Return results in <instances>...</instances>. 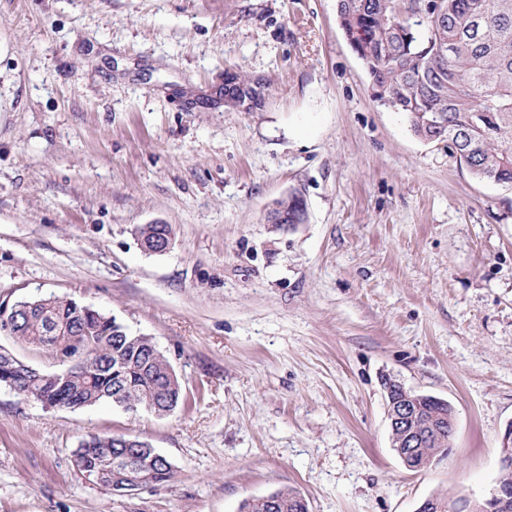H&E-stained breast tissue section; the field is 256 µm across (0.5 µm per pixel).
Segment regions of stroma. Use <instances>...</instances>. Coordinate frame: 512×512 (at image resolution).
<instances>
[{
	"label": "stroma",
	"mask_w": 512,
	"mask_h": 512,
	"mask_svg": "<svg viewBox=\"0 0 512 512\" xmlns=\"http://www.w3.org/2000/svg\"><path fill=\"white\" fill-rule=\"evenodd\" d=\"M247 75L264 102L224 106ZM300 195L304 224L267 221ZM173 244L145 253L143 224ZM54 295L152 337L160 416L0 388V512H416L487 497L512 422V188L381 106L336 0H0V302ZM448 400L446 456L391 447L384 378ZM91 435L173 479L86 480ZM277 203L286 209L290 215H294L297 212L296 199L294 194H291L285 198H282L277 201ZM277 203H274L272 208L267 213V221L271 224H279L283 226L285 229H293L296 224H299L297 220L294 221L295 224H288V215L285 213L283 208H281ZM147 447L143 448L142 441L137 439L132 441L123 436L92 435L82 440L75 451L74 466L81 475L88 472L91 481L110 489L112 479L130 467L148 475L154 485L170 481L174 475L172 464L166 458L156 456L158 453H154L148 444ZM85 478H88V474H85ZM143 479L130 476L124 482L126 492L112 491L120 495L134 494L148 486L144 485ZM276 504V509H270L264 498H256L245 501L241 506V512H300L297 510L296 498L302 497L294 489H281L272 493ZM274 500H268L273 505Z\"/></svg>",
	"instance_id": "35a3bbf8"
}]
</instances>
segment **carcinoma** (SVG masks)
Instances as JSON below:
<instances>
[{
	"instance_id": "obj_1",
	"label": "carcinoma",
	"mask_w": 512,
	"mask_h": 512,
	"mask_svg": "<svg viewBox=\"0 0 512 512\" xmlns=\"http://www.w3.org/2000/svg\"><path fill=\"white\" fill-rule=\"evenodd\" d=\"M337 18L349 44L390 108L408 117L427 142L446 141L471 175L512 187V0H337ZM0 328L65 365L45 373L0 351V386L51 408L102 403L134 405L164 415L184 400L178 376L148 336L133 334L115 317L83 311L56 296L9 305ZM451 404L422 394L416 400L420 462L448 453L454 427ZM74 466L112 487L128 468L152 484L173 478L172 464L123 436L92 435L74 453ZM244 502L241 512H298L294 489Z\"/></svg>"
}]
</instances>
